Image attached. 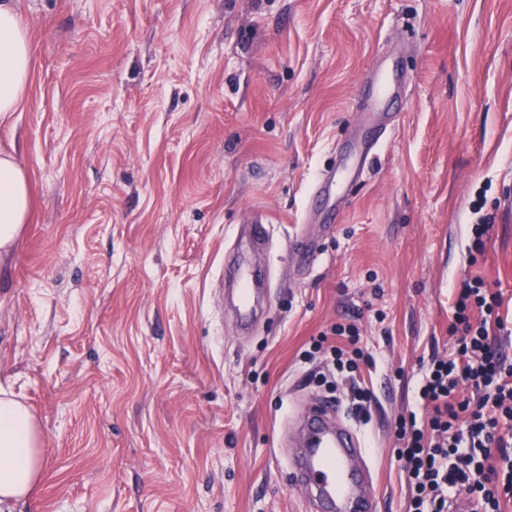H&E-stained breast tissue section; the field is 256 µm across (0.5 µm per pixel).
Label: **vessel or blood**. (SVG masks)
Returning <instances> with one entry per match:
<instances>
[{"mask_svg":"<svg viewBox=\"0 0 512 512\" xmlns=\"http://www.w3.org/2000/svg\"><path fill=\"white\" fill-rule=\"evenodd\" d=\"M398 82V70L392 67L363 83L357 106L360 138L337 148L335 168L321 173L312 189V206L323 214L327 225H334L340 216L339 202L347 196L349 181L362 177L366 157L378 149L390 118L387 107L396 97ZM239 236L258 251L274 245L271 226L259 214L240 229ZM288 253L297 268L304 270L316 260L318 243L297 231L288 238ZM256 277L250 268H241L237 317L245 325L254 320L248 285ZM292 466L297 482L316 501L320 512H378L368 454L358 434L341 419L337 402L320 400L308 412L304 444L294 453Z\"/></svg>","mask_w":512,"mask_h":512,"instance_id":"vessel-or-blood-1","label":"vessel or blood"}]
</instances>
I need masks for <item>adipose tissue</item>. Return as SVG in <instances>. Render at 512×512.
Returning a JSON list of instances; mask_svg holds the SVG:
<instances>
[{"mask_svg": "<svg viewBox=\"0 0 512 512\" xmlns=\"http://www.w3.org/2000/svg\"><path fill=\"white\" fill-rule=\"evenodd\" d=\"M29 33L18 0H0V123L22 107L32 73ZM32 210L27 172L14 153H0V269L8 265ZM42 438L30 411L0 395V505L24 500L41 468Z\"/></svg>", "mask_w": 512, "mask_h": 512, "instance_id": "1", "label": "adipose tissue"}]
</instances>
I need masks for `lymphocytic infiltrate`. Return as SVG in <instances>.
I'll use <instances>...</instances> for the list:
<instances>
[{
  "label": "lymphocytic infiltrate",
  "instance_id": "1",
  "mask_svg": "<svg viewBox=\"0 0 512 512\" xmlns=\"http://www.w3.org/2000/svg\"><path fill=\"white\" fill-rule=\"evenodd\" d=\"M502 303L482 278L465 281L452 304L453 351L419 367L429 415L421 422L411 413L396 425L407 512H448L461 495L474 512H503L512 502V360L495 338L506 327Z\"/></svg>",
  "mask_w": 512,
  "mask_h": 512
}]
</instances>
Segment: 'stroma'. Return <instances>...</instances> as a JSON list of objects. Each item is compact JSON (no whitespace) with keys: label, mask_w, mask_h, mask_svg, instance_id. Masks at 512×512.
Returning <instances> with one entry per match:
<instances>
[{"label":"stroma","mask_w":512,"mask_h":512,"mask_svg":"<svg viewBox=\"0 0 512 512\" xmlns=\"http://www.w3.org/2000/svg\"><path fill=\"white\" fill-rule=\"evenodd\" d=\"M33 70L0 125L33 214L0 275V385L43 461L14 512H312L286 427L337 399L370 451L379 512H406L396 419L451 352L454 293L479 276L512 308V0H20ZM405 104L330 233L308 186L358 129L378 58ZM276 279L250 332L219 275L252 213ZM494 226L471 259L469 228ZM307 225L322 254L287 252ZM371 358L351 409L336 324ZM288 253L300 270L309 268L317 258L318 242L295 231L288 237Z\"/></svg>","instance_id":"stroma-1"}]
</instances>
